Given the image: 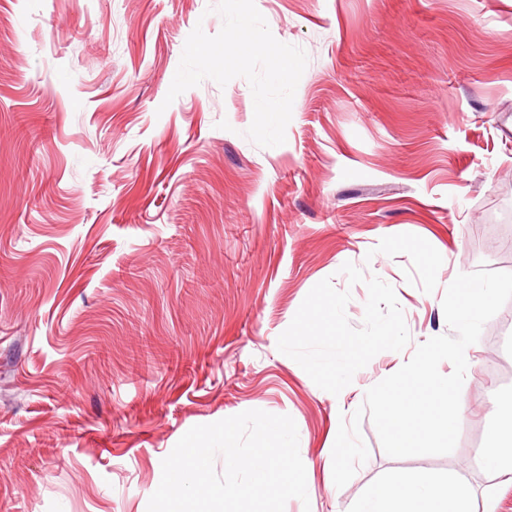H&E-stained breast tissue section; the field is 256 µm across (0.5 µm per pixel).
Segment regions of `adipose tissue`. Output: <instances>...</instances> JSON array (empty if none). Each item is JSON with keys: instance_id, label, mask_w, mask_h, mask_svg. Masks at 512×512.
Segmentation results:
<instances>
[{"instance_id": "ef3b65f1", "label": "adipose tissue", "mask_w": 512, "mask_h": 512, "mask_svg": "<svg viewBox=\"0 0 512 512\" xmlns=\"http://www.w3.org/2000/svg\"><path fill=\"white\" fill-rule=\"evenodd\" d=\"M368 505L369 512H474L470 495L428 475L382 484L369 493Z\"/></svg>"}]
</instances>
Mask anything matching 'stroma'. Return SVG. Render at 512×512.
<instances>
[{"instance_id":"1","label":"stroma","mask_w":512,"mask_h":512,"mask_svg":"<svg viewBox=\"0 0 512 512\" xmlns=\"http://www.w3.org/2000/svg\"><path fill=\"white\" fill-rule=\"evenodd\" d=\"M213 2L0 0V512H147L191 427L253 409L297 425L285 512L422 473L512 512L487 455L512 327L467 349L451 453L390 457L366 416L368 460L332 477L341 417L450 334L449 282L512 272V0H255L307 55L277 147L245 78L165 100ZM303 331L351 376L302 362Z\"/></svg>"}]
</instances>
